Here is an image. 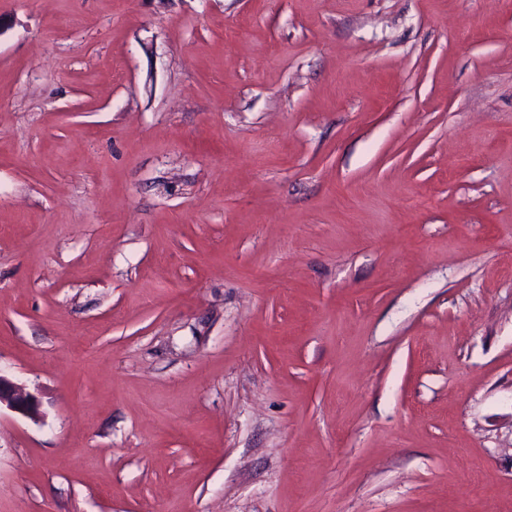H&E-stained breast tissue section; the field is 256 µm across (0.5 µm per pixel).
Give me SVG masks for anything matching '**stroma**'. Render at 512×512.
<instances>
[{
    "instance_id": "1",
    "label": "stroma",
    "mask_w": 512,
    "mask_h": 512,
    "mask_svg": "<svg viewBox=\"0 0 512 512\" xmlns=\"http://www.w3.org/2000/svg\"><path fill=\"white\" fill-rule=\"evenodd\" d=\"M0 512H512V0H0ZM2 405L17 414L32 419L38 413L39 400L24 386L0 373V411Z\"/></svg>"
}]
</instances>
